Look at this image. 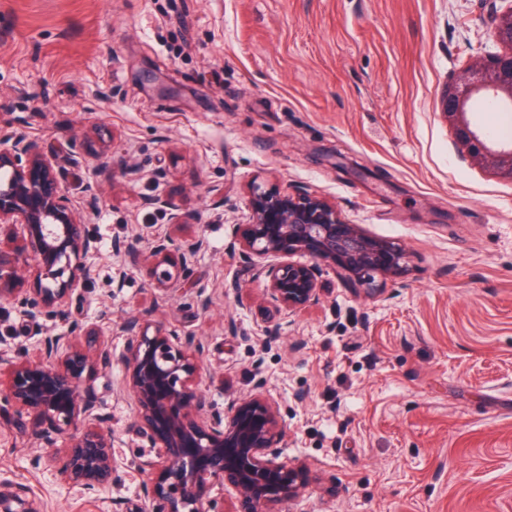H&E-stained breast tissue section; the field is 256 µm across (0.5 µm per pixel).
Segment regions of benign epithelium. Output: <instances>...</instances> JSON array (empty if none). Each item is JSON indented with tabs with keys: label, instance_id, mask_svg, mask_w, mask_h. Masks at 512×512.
I'll use <instances>...</instances> for the list:
<instances>
[{
	"label": "benign epithelium",
	"instance_id": "1",
	"mask_svg": "<svg viewBox=\"0 0 512 512\" xmlns=\"http://www.w3.org/2000/svg\"><path fill=\"white\" fill-rule=\"evenodd\" d=\"M494 35L509 47L506 54L476 56L448 84L441 115L472 162L512 181V144L495 146L468 118L472 106L485 100L512 105V0L491 16ZM0 148V300L11 302L34 318L63 314L61 306L84 283L86 259L98 241L86 231L93 202L79 208L64 190L59 163L42 152L26 134L4 137ZM145 204L163 211L171 224L186 223L179 205L162 197ZM251 219L237 225L230 248L266 280L265 294L276 311L292 315L318 299L316 266L269 259L302 254L372 283L374 275H401L408 254L400 246L367 236L357 224L344 221L335 206L306 192L251 188ZM135 234L113 248L123 263H151L160 289L183 293L197 254L205 249L201 235L157 237L144 248ZM37 263L36 287H25L23 256ZM130 336L123 362L125 389L137 402L134 426L155 448H164L158 472L141 489L152 512H224L208 499L211 483L226 481L248 512H282L299 499L312 481L304 463L279 462L285 424L273 404L258 392L233 405L231 414L204 410L206 398L192 385L193 357L203 346L193 336L151 333L135 319L124 324ZM81 326L49 334L37 357L25 350L0 363L10 366L0 379V408L16 407L33 425L66 434L70 449L62 474L70 484L89 492L112 486V435L87 422L99 420L96 401L80 395L77 384L96 366H112V353L100 347L84 350L75 343Z\"/></svg>",
	"mask_w": 512,
	"mask_h": 512
}]
</instances>
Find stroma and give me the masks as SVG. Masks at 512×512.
Wrapping results in <instances>:
<instances>
[{
    "label": "stroma",
    "instance_id": "1",
    "mask_svg": "<svg viewBox=\"0 0 512 512\" xmlns=\"http://www.w3.org/2000/svg\"><path fill=\"white\" fill-rule=\"evenodd\" d=\"M500 0H0V137L24 132L58 157L75 204L97 196L100 247L66 318L0 301V356L82 324L112 352L79 390L112 434V485L89 494L53 444L0 411V512H150L136 457L123 322L204 346L206 402L262 390L286 425L282 462L317 481L285 512H512V181L476 165L441 115L466 62L502 54ZM301 187L407 270L373 287L319 264L318 300L290 316L230 250L250 189ZM202 214L169 223L145 198ZM222 207H212L214 197ZM202 234L190 289H158L112 244Z\"/></svg>",
    "mask_w": 512,
    "mask_h": 512
}]
</instances>
